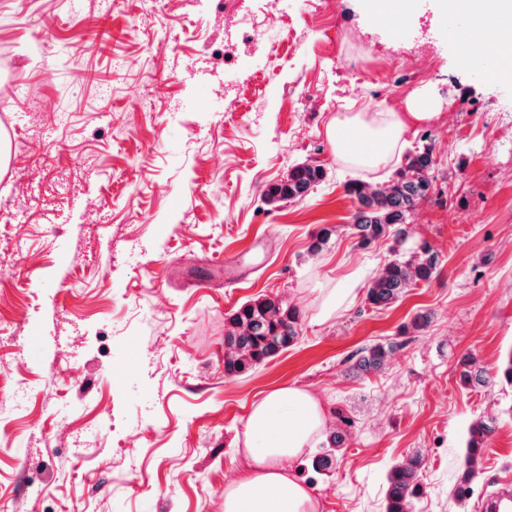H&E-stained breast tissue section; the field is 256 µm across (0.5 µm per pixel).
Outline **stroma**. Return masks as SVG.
I'll use <instances>...</instances> for the list:
<instances>
[{"instance_id":"obj_1","label":"stroma","mask_w":512,"mask_h":512,"mask_svg":"<svg viewBox=\"0 0 512 512\" xmlns=\"http://www.w3.org/2000/svg\"><path fill=\"white\" fill-rule=\"evenodd\" d=\"M369 6L0 0L12 51L0 131L37 149L0 169V512H222L245 420L284 385L346 434L330 475L293 466L320 512H384L391 468L415 453V512H480L512 481V384L499 377L512 355V83L490 80L493 58L471 61L467 12L417 0L396 33ZM226 12L259 48L219 68ZM411 107L435 115L403 147H433L411 224L441 270L375 311L366 287L389 244L355 245L346 185L396 166L356 174L326 129L340 112ZM307 159L327 181L265 205L266 184ZM324 226L335 233L310 254ZM352 281L355 297L320 318ZM260 295L298 307L302 335L226 375L224 323ZM420 314L427 326L404 333ZM377 342L396 345L387 369L354 370ZM466 356L486 384H460ZM490 414L482 472L458 499L468 427Z\"/></svg>"}]
</instances>
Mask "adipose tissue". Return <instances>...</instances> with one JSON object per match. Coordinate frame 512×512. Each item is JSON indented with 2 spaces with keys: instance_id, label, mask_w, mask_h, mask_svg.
Segmentation results:
<instances>
[{
  "instance_id": "1",
  "label": "adipose tissue",
  "mask_w": 512,
  "mask_h": 512,
  "mask_svg": "<svg viewBox=\"0 0 512 512\" xmlns=\"http://www.w3.org/2000/svg\"><path fill=\"white\" fill-rule=\"evenodd\" d=\"M471 16L466 42L497 59L493 78L512 80V0H456ZM407 130L396 112H340L327 139L336 156L369 168L387 164ZM327 412L308 390L288 386L269 392L253 406L243 430L247 474L224 489V512H317L308 484L290 472L325 428Z\"/></svg>"
}]
</instances>
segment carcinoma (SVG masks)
I'll use <instances>...</instances> for the list:
<instances>
[{
    "label": "carcinoma",
    "instance_id": "obj_1",
    "mask_svg": "<svg viewBox=\"0 0 512 512\" xmlns=\"http://www.w3.org/2000/svg\"><path fill=\"white\" fill-rule=\"evenodd\" d=\"M434 169L432 147L425 144L405 155V162L395 178L372 185L353 181L346 185L347 192L356 198L358 208L352 216L350 229L358 245L367 247L375 241H391L389 257L383 262L367 286L366 300L373 308H388L400 300L410 289L430 283L440 271L437 251L425 239L409 242V220L424 201L432 187ZM328 168L316 162L303 161L288 169V174L266 186L263 201L273 207L291 201H302L324 183ZM301 332L300 314L294 307L270 297H258L239 307L229 317L224 333V372L242 375L275 358L294 346ZM393 351L391 343H376L365 348L355 368L379 371L389 361ZM460 382L484 384V370L473 357L460 361ZM496 419L484 416L473 421L468 429L464 458L463 486L457 497L464 499L470 484L480 474L484 448L494 433ZM327 449L309 462L314 474H324L336 466L342 435L333 432L326 440ZM423 466L421 455L397 463L389 473L385 512H412V503L422 491L419 474Z\"/></svg>",
    "mask_w": 512,
    "mask_h": 512
}]
</instances>
